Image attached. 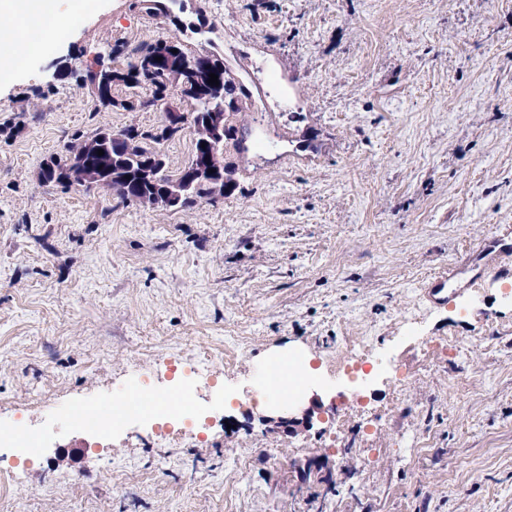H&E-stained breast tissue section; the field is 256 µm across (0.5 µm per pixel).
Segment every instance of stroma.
I'll use <instances>...</instances> for the list:
<instances>
[{"label":"stroma","mask_w":512,"mask_h":512,"mask_svg":"<svg viewBox=\"0 0 512 512\" xmlns=\"http://www.w3.org/2000/svg\"><path fill=\"white\" fill-rule=\"evenodd\" d=\"M93 2L0 83V427L31 447H0V512H512V279L422 295L512 227V0ZM172 38L257 89L223 200L40 184L75 135L159 130L79 77ZM293 349L315 384L257 408L261 361ZM146 378L203 430L169 443L130 414L94 447L76 409ZM313 457L337 494L299 480ZM458 276L455 268H448V271L430 280L424 288L426 299L433 304H444L448 302L449 295H455L456 290L448 288V284L454 282Z\"/></svg>","instance_id":"obj_1"}]
</instances>
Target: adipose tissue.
<instances>
[{"mask_svg":"<svg viewBox=\"0 0 512 512\" xmlns=\"http://www.w3.org/2000/svg\"><path fill=\"white\" fill-rule=\"evenodd\" d=\"M0 0V83L10 81L31 56L43 53L50 40L64 33L73 19L86 10V0ZM273 380L263 386L260 404L287 402L291 394L312 376L305 355L281 352L269 358Z\"/></svg>","mask_w":512,"mask_h":512,"instance_id":"1","label":"adipose tissue"}]
</instances>
